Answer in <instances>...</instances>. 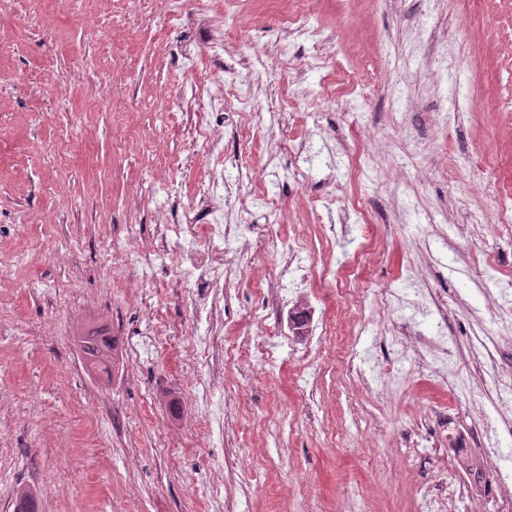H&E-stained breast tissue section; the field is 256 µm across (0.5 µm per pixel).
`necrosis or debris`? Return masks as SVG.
<instances>
[{"label":"necrosis or debris","mask_w":512,"mask_h":512,"mask_svg":"<svg viewBox=\"0 0 512 512\" xmlns=\"http://www.w3.org/2000/svg\"><path fill=\"white\" fill-rule=\"evenodd\" d=\"M223 179V171L210 174L208 183L198 185L194 201L183 208L179 223L163 220L157 224L155 240L144 239L137 225L132 224L124 241L130 253L148 264L163 257L162 244L168 238L180 241L184 251L175 287L209 291L212 300L208 307L197 309L195 320L212 327L222 323L221 304L231 294L239 257L252 246L244 239L241 225L223 223L218 216L219 198L212 185ZM263 336L259 328L230 343L220 336H206L197 348L185 352L186 371L191 374L205 368L209 389L223 388L225 365L248 362L264 353ZM469 440L466 428L444 426L435 443L452 446L450 465L444 477L422 495L419 512H469L476 500L493 504L496 512H512V476L493 467L496 449L472 448Z\"/></svg>","instance_id":"4bbe7bcc"}]
</instances>
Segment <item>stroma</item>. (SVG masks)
<instances>
[{
    "label": "stroma",
    "mask_w": 512,
    "mask_h": 512,
    "mask_svg": "<svg viewBox=\"0 0 512 512\" xmlns=\"http://www.w3.org/2000/svg\"><path fill=\"white\" fill-rule=\"evenodd\" d=\"M306 20L329 43L294 33L273 0H0V512L23 488L40 512H213L217 473L228 512L314 498L323 512H418L446 459L406 446L420 405L465 427L491 409L470 381L472 339L496 329L484 291L512 280V250L489 261L492 221L456 227L512 194V111L496 106L512 98V0H313ZM338 65L363 94L326 99L321 71ZM219 69L224 137L204 155L191 82ZM244 84L266 107L248 140L231 117ZM289 139L306 141L309 178L280 150ZM271 155L270 206L257 177ZM213 167L229 177L225 223L269 241L242 257L224 315L231 340L260 310L268 353L228 366L220 392L187 383L176 355L207 333L193 318L206 297L171 289L182 244L149 269L119 249L127 225L151 235ZM299 223L311 276L266 306L255 282ZM354 288L335 364L309 370L289 342L294 306L333 317ZM415 328L466 359L389 357ZM92 329L117 340L108 372L86 366ZM353 355L365 377L346 373ZM240 399L245 417L217 426V405Z\"/></svg>",
    "instance_id": "stroma-1"
}]
</instances>
